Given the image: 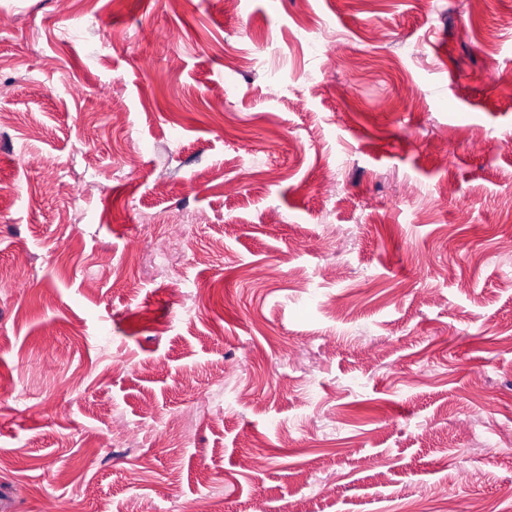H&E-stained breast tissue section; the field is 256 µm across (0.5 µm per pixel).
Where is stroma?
<instances>
[{"label":"stroma","mask_w":512,"mask_h":512,"mask_svg":"<svg viewBox=\"0 0 512 512\" xmlns=\"http://www.w3.org/2000/svg\"><path fill=\"white\" fill-rule=\"evenodd\" d=\"M508 15L0 0V512H512Z\"/></svg>","instance_id":"obj_1"}]
</instances>
